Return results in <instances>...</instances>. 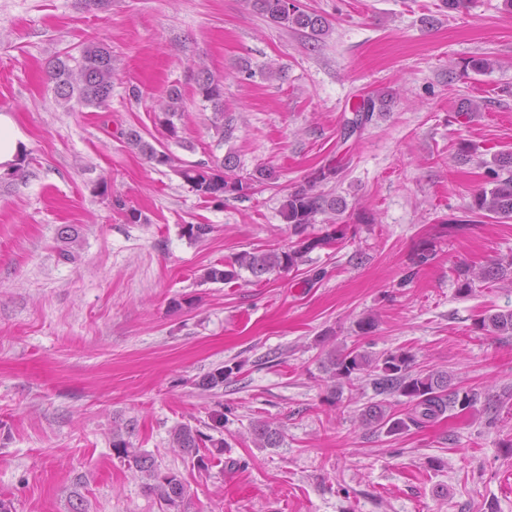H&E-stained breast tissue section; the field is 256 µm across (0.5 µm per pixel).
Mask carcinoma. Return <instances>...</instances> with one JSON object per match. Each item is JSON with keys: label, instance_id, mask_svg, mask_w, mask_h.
Segmentation results:
<instances>
[{"label": "carcinoma", "instance_id": "cac0c4a2", "mask_svg": "<svg viewBox=\"0 0 512 512\" xmlns=\"http://www.w3.org/2000/svg\"><path fill=\"white\" fill-rule=\"evenodd\" d=\"M252 10L283 28L308 33L312 37L327 34L329 22L315 12L302 9L297 0H247ZM47 77L53 84L55 100L70 108H104L112 97L114 68L112 51L101 41L85 44L78 55L66 53L47 66ZM196 93L211 106V126L224 141L232 126L224 124V81L204 64L195 75ZM393 99L391 94H374L362 100L357 111L364 113V122L371 121L374 113L383 112ZM160 122L171 136H176L174 119L183 111V95L179 87L167 88L157 100ZM127 144L137 149L151 162L170 165L175 158L157 149L144 139L136 129L125 133ZM238 161L229 153L209 162L182 165L179 172L185 182L204 201H222L224 196L240 194L257 185L275 179L272 169L261 167L243 177L237 173ZM340 175V166L333 162L318 168L307 184L296 187L282 204L281 216L288 224V232L296 238L288 248H252L236 253L230 261L205 269L203 279L211 283H230L239 279L240 271L250 274L254 282L262 283L269 276L299 269L307 262L308 254L317 248L331 247L347 237L346 222L333 221L323 233L314 235L309 227L319 214L345 212L346 204L313 192L317 183L330 182ZM467 213L473 218L512 220V153L494 156L493 165L487 167L485 186L471 197ZM459 292L467 294L478 283H511L512 260L492 262L479 269L470 265L457 268ZM480 330L492 331L501 336L512 335V311L489 314L477 321ZM414 358L403 351L374 355L357 348L340 354L336 350L326 353L324 371L329 374L332 394L342 392L343 386L353 385L361 378L369 381L378 395H398L406 398L404 412L392 404L371 402L360 409L359 419L367 426L387 428V433L398 434L410 426L422 427L442 418L456 408L465 410L475 406L481 394L473 388L458 386L446 370L431 369L412 371ZM232 371L221 366L203 376L197 386L212 391L224 386ZM134 431L131 422L116 424L112 428V451L128 468L135 470L145 480L144 489L153 495L163 512H185L187 487L181 474L162 470L155 459L132 446L126 436ZM250 433L259 448H278L284 435L275 423L258 419L251 423ZM171 447L178 449L190 461L192 468L207 472L221 463L224 439H217L199 427L180 423L170 431Z\"/></svg>", "mask_w": 512, "mask_h": 512}]
</instances>
